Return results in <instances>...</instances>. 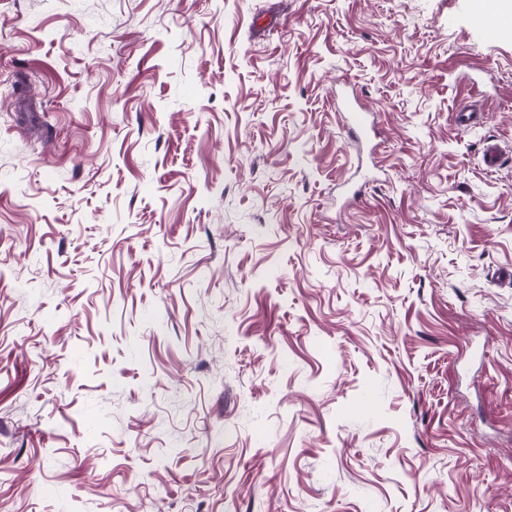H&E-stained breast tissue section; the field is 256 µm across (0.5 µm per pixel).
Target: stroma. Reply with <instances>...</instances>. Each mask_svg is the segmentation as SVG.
I'll return each instance as SVG.
<instances>
[{"mask_svg":"<svg viewBox=\"0 0 512 512\" xmlns=\"http://www.w3.org/2000/svg\"><path fill=\"white\" fill-rule=\"evenodd\" d=\"M474 15L0 0V512H512V29Z\"/></svg>","mask_w":512,"mask_h":512,"instance_id":"35a3bbf8","label":"stroma"}]
</instances>
